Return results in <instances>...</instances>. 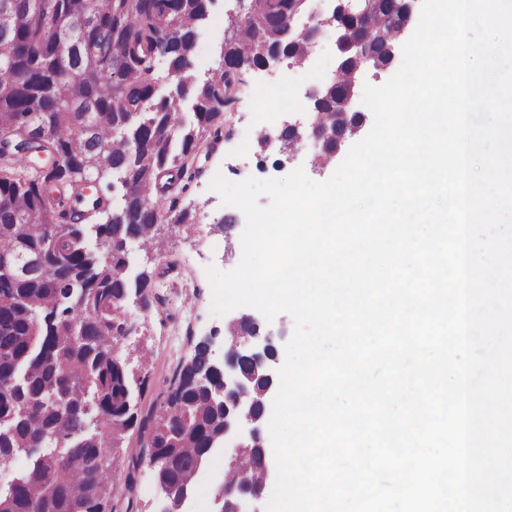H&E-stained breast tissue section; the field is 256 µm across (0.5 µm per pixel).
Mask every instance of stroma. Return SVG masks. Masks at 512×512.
Wrapping results in <instances>:
<instances>
[{"mask_svg":"<svg viewBox=\"0 0 512 512\" xmlns=\"http://www.w3.org/2000/svg\"><path fill=\"white\" fill-rule=\"evenodd\" d=\"M234 8V0H217L211 6L193 55V68L199 76H208L218 68L217 48L224 40V18ZM337 64L335 39L328 34L303 65L294 67L285 60L265 69L246 71L231 110L225 115L226 140L213 148L202 146L195 153L199 174L186 180V188L180 194L182 207L191 210L192 222L189 228L175 230L162 249V258L154 262L155 267L164 271L163 276L155 278L154 287L165 296L166 303L147 311L132 302L126 307V316L136 331L120 340L118 352L135 376L149 380L138 399L141 409L160 404L175 364L190 358L195 344L202 338L215 336L214 355L223 358L224 341L219 334L241 315L236 309L218 317L211 310L212 289L207 270L213 266L228 271L238 265L245 227L240 210L223 205L220 194L211 189L212 179L218 175L231 182L250 177L281 179L301 167L311 179L323 181L344 160L358 135L370 131L374 118L365 107L361 110L363 123L358 135L347 137L339 151L324 164L316 159L319 147L314 141H306L286 160L278 145L263 149L256 139L247 135L252 128L274 133L287 123L309 125L312 119L309 110L267 113L261 110L259 101L269 91L284 98L303 97L309 86L331 83ZM227 216L236 219L228 232L222 228ZM137 478V491L131 499L126 497L122 484H115L113 501L119 512H161L164 500L154 470L141 466Z\"/></svg>","mask_w":512,"mask_h":512,"instance_id":"stroma-1","label":"stroma"}]
</instances>
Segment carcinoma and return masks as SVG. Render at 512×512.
<instances>
[{
  "instance_id": "cac0c4a2",
  "label": "carcinoma",
  "mask_w": 512,
  "mask_h": 512,
  "mask_svg": "<svg viewBox=\"0 0 512 512\" xmlns=\"http://www.w3.org/2000/svg\"><path fill=\"white\" fill-rule=\"evenodd\" d=\"M288 2L258 4L252 27L231 17L239 42L221 47L220 68L201 81L192 57L210 0H99L78 30L71 20L84 0H0L10 12L0 29V133L10 142L0 150V251L33 259L24 276L0 273V466L18 448L28 459L0 487V512H113L90 493L112 486L119 467L132 497L147 458L174 488L193 482L221 410L189 380L218 372L198 342L192 364L174 367L161 406L138 414L134 391L146 380L134 383L117 352L132 334L125 306L163 300L152 293L154 272L128 275V244L146 253L163 244L152 231L153 194L181 188L198 141L223 137L213 97L242 73L241 46L256 64L274 49L302 57V45L280 36ZM373 2L382 25L365 33L366 46L384 64L401 0ZM161 24L181 35L162 76ZM354 66L341 60L333 100L314 104L328 125L339 123L334 96L347 92ZM92 239L102 250H91ZM133 429L139 448L130 452Z\"/></svg>"
}]
</instances>
